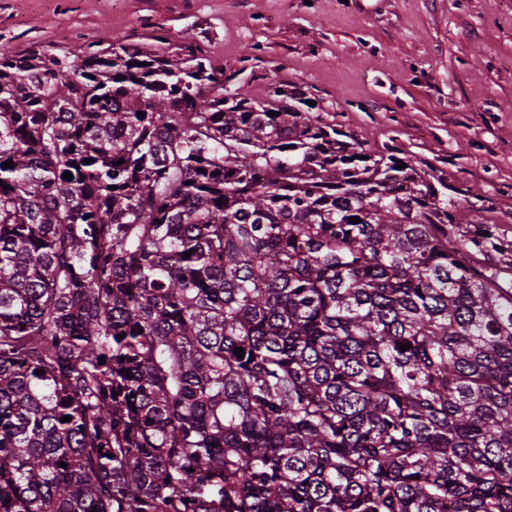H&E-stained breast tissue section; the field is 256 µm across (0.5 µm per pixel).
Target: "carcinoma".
<instances>
[{
    "instance_id": "carcinoma-1",
    "label": "carcinoma",
    "mask_w": 512,
    "mask_h": 512,
    "mask_svg": "<svg viewBox=\"0 0 512 512\" xmlns=\"http://www.w3.org/2000/svg\"><path fill=\"white\" fill-rule=\"evenodd\" d=\"M171 42L0 45V512H512L491 195Z\"/></svg>"
}]
</instances>
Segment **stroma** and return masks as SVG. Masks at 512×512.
Returning <instances> with one entry per match:
<instances>
[{"instance_id": "stroma-1", "label": "stroma", "mask_w": 512, "mask_h": 512, "mask_svg": "<svg viewBox=\"0 0 512 512\" xmlns=\"http://www.w3.org/2000/svg\"><path fill=\"white\" fill-rule=\"evenodd\" d=\"M186 31L245 90L309 87L369 147L446 161L453 184L497 199L512 238V0H0V43L149 42Z\"/></svg>"}]
</instances>
